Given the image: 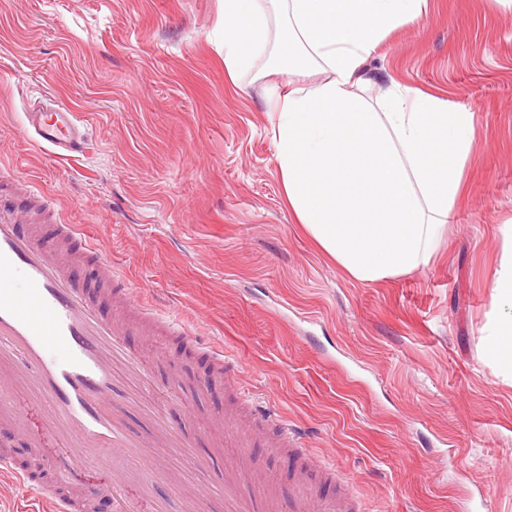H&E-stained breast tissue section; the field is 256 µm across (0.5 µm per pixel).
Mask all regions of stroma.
Wrapping results in <instances>:
<instances>
[{"label":"stroma","instance_id":"1","mask_svg":"<svg viewBox=\"0 0 512 512\" xmlns=\"http://www.w3.org/2000/svg\"><path fill=\"white\" fill-rule=\"evenodd\" d=\"M282 20L254 67L230 80L220 0H0V206L34 183L66 224L111 257L141 304L182 317L188 333L156 343L161 418L198 451V414L238 399L193 342L241 371L250 401L279 412L299 452L253 436L245 464L273 478L279 512L313 473L368 512H512V381L488 360L490 302L512 225V7L431 0L427 17L392 31L374 76L456 100L477 133L453 224L427 266L378 283L348 278L295 224L282 196L267 74ZM75 107L91 142L55 158L23 130L29 101Z\"/></svg>","mask_w":512,"mask_h":512}]
</instances>
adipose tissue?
<instances>
[{
	"label": "adipose tissue",
	"mask_w": 512,
	"mask_h": 512,
	"mask_svg": "<svg viewBox=\"0 0 512 512\" xmlns=\"http://www.w3.org/2000/svg\"><path fill=\"white\" fill-rule=\"evenodd\" d=\"M224 65L250 69L284 21L278 68L315 86L272 93V141L288 207L351 279L376 283L427 265L453 220L475 137L465 106L388 81L377 98L366 62L430 0H221Z\"/></svg>",
	"instance_id": "ef3b65f1"
}]
</instances>
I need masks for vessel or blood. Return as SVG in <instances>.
Returning a JSON list of instances; mask_svg holds the SVG:
<instances>
[{"instance_id": "b4317fda", "label": "vessel or blood", "mask_w": 512, "mask_h": 512, "mask_svg": "<svg viewBox=\"0 0 512 512\" xmlns=\"http://www.w3.org/2000/svg\"><path fill=\"white\" fill-rule=\"evenodd\" d=\"M26 121L35 141L55 155L69 157L89 145L87 125L68 106L38 103ZM58 232L99 266L104 279L122 287L111 261L75 226L59 225ZM122 303L153 322L158 335L186 332L183 319L133 304L127 295ZM147 391L145 356L128 349L95 299L75 287L55 240L31 229L27 209L0 208V422L23 434L29 409H39L41 430L31 444L52 447L57 479L40 483L36 471L6 456H0V478L35 487L46 512H92L106 491L113 512H211L217 500L225 512L273 507L274 488L245 491L236 469L212 489L186 485L180 472L161 468L160 458L178 454L183 443L160 419L150 436L131 434V415L147 414ZM77 473L93 476L78 499L70 493ZM354 510L344 497L324 505L312 487L294 498L290 512Z\"/></svg>"}]
</instances>
